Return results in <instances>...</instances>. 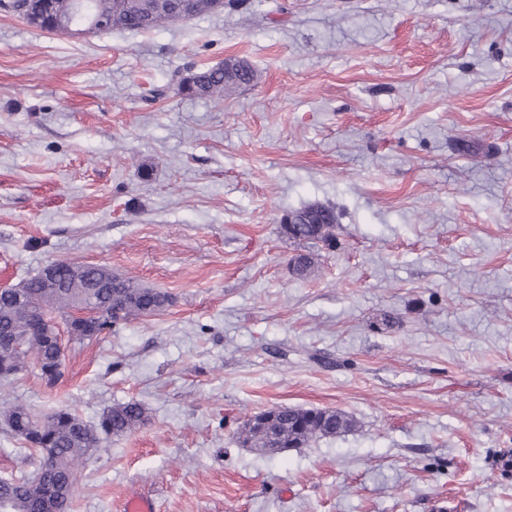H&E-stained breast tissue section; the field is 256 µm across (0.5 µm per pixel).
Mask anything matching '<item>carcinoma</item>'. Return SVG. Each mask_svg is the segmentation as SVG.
Segmentation results:
<instances>
[{
	"mask_svg": "<svg viewBox=\"0 0 512 512\" xmlns=\"http://www.w3.org/2000/svg\"><path fill=\"white\" fill-rule=\"evenodd\" d=\"M104 0H78V21L94 33L114 29L128 31L151 30L162 24L168 0H150L156 14L152 24L142 22L143 0H114L112 24L102 26L101 4ZM253 71L246 63L228 59L219 66L200 70L178 84L180 94L221 100L229 84H248ZM327 224L281 225V231L296 241L333 239L336 217L326 210ZM170 297L157 289L143 286L135 280L112 273L99 265L58 262V275L52 281L35 275L13 292H0V330H13L32 322L43 311L61 317L74 329L71 339L84 341L89 335L111 329L114 312L126 319L151 316L162 312ZM39 367L41 378L52 387L62 377L58 370L56 347L39 335L30 336L18 350H0V378H9L29 364ZM11 432L26 442L30 457L43 470L34 483L25 474L0 478V503L10 505L11 512H68L73 488L81 468L102 440L122 436L146 421L145 408L130 401L104 411L97 423L84 422L73 410L58 407L42 415L32 413L22 405H13L0 412ZM353 422L336 410L317 409L311 417L305 410L284 407L273 410V422L264 435L243 427L242 443L253 448H267L270 438H276L279 452L298 448L316 436H336L350 430Z\"/></svg>",
	"mask_w": 512,
	"mask_h": 512,
	"instance_id": "obj_1",
	"label": "carcinoma"
}]
</instances>
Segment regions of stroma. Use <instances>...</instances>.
Wrapping results in <instances>:
<instances>
[{
	"label": "stroma",
	"mask_w": 512,
	"mask_h": 512,
	"mask_svg": "<svg viewBox=\"0 0 512 512\" xmlns=\"http://www.w3.org/2000/svg\"><path fill=\"white\" fill-rule=\"evenodd\" d=\"M230 57L250 85L177 92ZM308 206L333 244L281 233ZM54 261L171 298L66 342L56 386L0 380L89 424L145 406L71 512H512V0H224L88 35L0 8V287ZM275 407L354 426L243 446Z\"/></svg>",
	"instance_id": "stroma-1"
}]
</instances>
